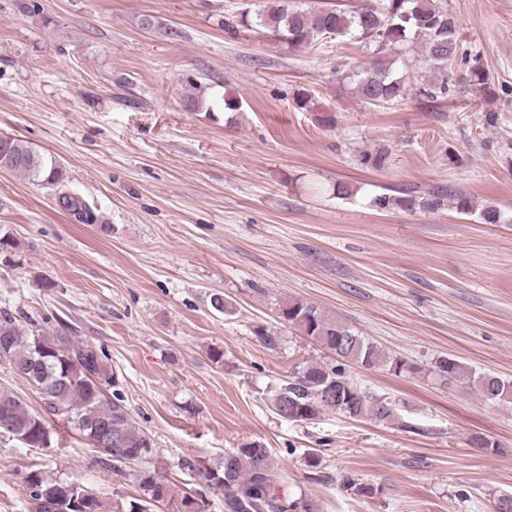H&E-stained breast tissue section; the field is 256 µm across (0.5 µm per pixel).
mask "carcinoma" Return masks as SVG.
Returning a JSON list of instances; mask_svg holds the SVG:
<instances>
[{"label":"carcinoma","mask_w":512,"mask_h":512,"mask_svg":"<svg viewBox=\"0 0 512 512\" xmlns=\"http://www.w3.org/2000/svg\"><path fill=\"white\" fill-rule=\"evenodd\" d=\"M256 25L292 49L307 47L331 35L351 38L374 47L376 59L353 74L357 94L370 104L405 99L412 84L396 74L384 60L398 55L414 39L422 40L424 62L442 73L468 52L457 37L455 20L443 0H360L348 11L299 9L290 0H267L255 15L242 12L243 25ZM0 170H7L41 182L59 193V203L82 224L97 222L95 207L70 190L62 167L40 156L28 142L0 136ZM445 196L396 198L379 195L380 209L403 207L435 210ZM283 317L323 348L336 355L327 364L312 361L297 371L269 396L273 412L289 421L312 420L324 412L357 419L371 417L380 422L395 417L391 404L363 391L346 372L349 363L366 369L389 365L394 371L404 363L392 361L377 345L351 327L325 315L303 301L287 305ZM0 360L35 388L43 412H33L11 391L0 390V421L9 424L14 440L25 448L43 449L52 442L51 422L59 420L96 448L104 463L114 469L135 468L140 496L120 508V512H151L156 503H168L172 512H209L201 491L175 499L168 480L148 466L154 444L136 426L123 398L117 392L118 376L106 363V355L90 341L76 342L67 336L33 333L18 323L7 309H0ZM439 372L465 381L488 401L512 403V379L493 373L478 374L451 359L439 361ZM112 391L107 396L106 391ZM274 462L269 448L254 440L224 452L213 467L201 469L184 457L179 468L203 476L206 485L224 492V512H310L314 505L298 500H280L271 495ZM30 512H51L49 501L77 479L53 478L45 471L30 468L24 476ZM82 508L67 512H108L104 501L83 487Z\"/></svg>","instance_id":"carcinoma-1"}]
</instances>
